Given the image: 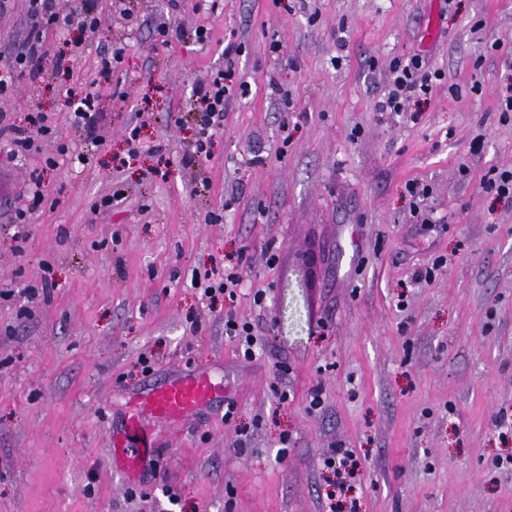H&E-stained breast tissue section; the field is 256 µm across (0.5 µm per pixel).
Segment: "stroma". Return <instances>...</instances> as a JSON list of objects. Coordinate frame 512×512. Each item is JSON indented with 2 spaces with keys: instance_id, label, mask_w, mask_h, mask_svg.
I'll list each match as a JSON object with an SVG mask.
<instances>
[{
  "instance_id": "obj_1",
  "label": "stroma",
  "mask_w": 512,
  "mask_h": 512,
  "mask_svg": "<svg viewBox=\"0 0 512 512\" xmlns=\"http://www.w3.org/2000/svg\"><path fill=\"white\" fill-rule=\"evenodd\" d=\"M136 3L99 31L50 34L55 57L82 43L72 74L48 69L0 103L15 120L46 113L59 136L16 159L0 141V289L13 292L0 300V512H329L335 448L360 464L354 512H512V470L496 464L512 433L495 426L512 417V200L480 185L512 168V121L498 112L512 0ZM162 24L211 39L163 47ZM116 43L118 78L98 86L103 143L78 164L86 146L63 91ZM415 53L443 81L417 118L378 119L390 61ZM228 62L249 91L227 102L210 161L183 166L195 87ZM60 142L68 155L47 166ZM35 171L45 200L18 255L11 216ZM412 179L424 199L407 193ZM351 235L353 265L341 257ZM46 266L50 297L25 294ZM211 268L240 274L234 299L211 305L191 288ZM229 314L257 331V359L225 336ZM200 365L234 418L204 408L157 428L156 473L113 469L131 395Z\"/></svg>"
}]
</instances>
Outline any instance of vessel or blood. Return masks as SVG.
<instances>
[{
    "mask_svg": "<svg viewBox=\"0 0 512 512\" xmlns=\"http://www.w3.org/2000/svg\"><path fill=\"white\" fill-rule=\"evenodd\" d=\"M223 400V385L204 367L156 383L148 392L133 398L132 414L122 430L113 432L111 465L128 477L138 476L149 465L155 451L153 440L145 436L147 420L179 423Z\"/></svg>",
    "mask_w": 512,
    "mask_h": 512,
    "instance_id": "vessel-or-blood-1",
    "label": "vessel or blood"
}]
</instances>
